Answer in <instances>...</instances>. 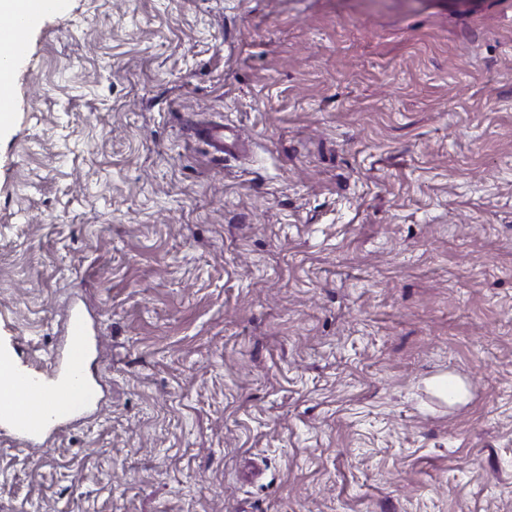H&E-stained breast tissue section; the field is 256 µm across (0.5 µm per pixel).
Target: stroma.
Wrapping results in <instances>:
<instances>
[{
  "label": "stroma",
  "mask_w": 512,
  "mask_h": 512,
  "mask_svg": "<svg viewBox=\"0 0 512 512\" xmlns=\"http://www.w3.org/2000/svg\"><path fill=\"white\" fill-rule=\"evenodd\" d=\"M12 53L0 358L80 306L100 404L0 430V512H512V0H71ZM202 134L209 141L212 148L220 154H224L225 150H230L235 146L232 137L225 134L223 123L205 127Z\"/></svg>",
  "instance_id": "obj_1"
}]
</instances>
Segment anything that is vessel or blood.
<instances>
[{"label":"vessel or blood","instance_id":"1","mask_svg":"<svg viewBox=\"0 0 512 512\" xmlns=\"http://www.w3.org/2000/svg\"><path fill=\"white\" fill-rule=\"evenodd\" d=\"M30 20L27 8L14 11L0 26V43L19 39ZM65 335L43 374H19L13 372L11 363L0 361V376L11 377L10 384H0V424L7 426L24 448L42 447L49 432L85 418L98 403L97 383L88 370L92 339L81 307L69 310Z\"/></svg>","mask_w":512,"mask_h":512}]
</instances>
